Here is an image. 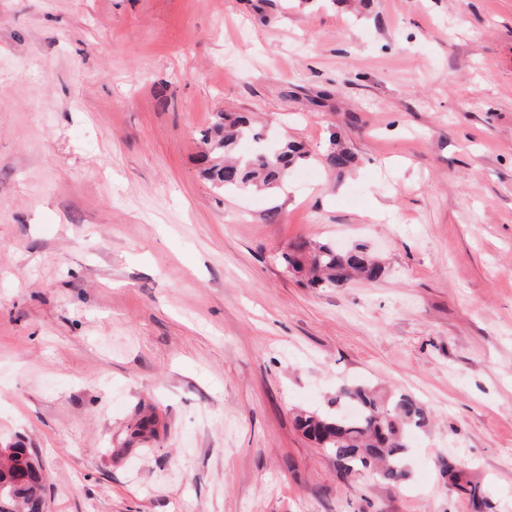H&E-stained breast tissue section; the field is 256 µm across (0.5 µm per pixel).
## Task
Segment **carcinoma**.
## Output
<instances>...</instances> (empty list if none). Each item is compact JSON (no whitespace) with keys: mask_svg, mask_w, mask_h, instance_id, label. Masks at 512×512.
Masks as SVG:
<instances>
[{"mask_svg":"<svg viewBox=\"0 0 512 512\" xmlns=\"http://www.w3.org/2000/svg\"><path fill=\"white\" fill-rule=\"evenodd\" d=\"M258 138L247 117L215 113L202 135L206 145L203 176L224 192L279 188L306 152L300 144L286 141L274 151L236 154L240 141ZM322 161L330 169L342 170L352 163V157L336 148V141L332 140ZM285 262L314 288H344L357 279L374 282L385 273L364 244L340 249L330 241L299 242L293 245ZM331 404L336 410L297 412L296 427L317 447L333 455L344 469L375 468L388 483H405L411 475L407 462L409 438L427 426L429 407L407 394L384 395L374 386L358 381L341 386ZM159 426L155 408L139 411L127 427L121 447L156 438ZM439 464L451 484L467 495L473 512L489 508L480 487L463 479L455 462L442 457ZM45 482L43 469L29 466L18 470L14 456L1 457L0 512H44Z\"/></svg>","mask_w":512,"mask_h":512,"instance_id":"carcinoma-1","label":"carcinoma"}]
</instances>
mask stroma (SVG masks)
Wrapping results in <instances>:
<instances>
[{"label":"stroma","instance_id":"obj_1","mask_svg":"<svg viewBox=\"0 0 512 512\" xmlns=\"http://www.w3.org/2000/svg\"><path fill=\"white\" fill-rule=\"evenodd\" d=\"M308 156L200 174L214 113ZM337 141L341 171L321 155ZM362 243L311 288L290 244ZM362 381L432 412L395 487L294 424ZM158 439L121 450L138 410ZM46 512H512V0H0V444ZM285 262L313 288H344L356 279L374 282L385 273L364 244L340 249L330 241L299 242ZM439 464L443 475L448 477L451 484L460 492L467 495L474 512H484V509L489 508V503L480 487L470 480H464L462 471L453 460L441 457Z\"/></svg>","mask_w":512,"mask_h":512}]
</instances>
